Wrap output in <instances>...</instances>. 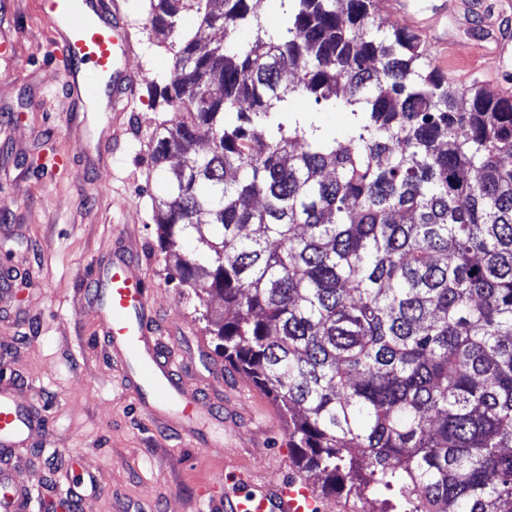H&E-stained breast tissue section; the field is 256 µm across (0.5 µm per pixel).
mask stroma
Segmentation results:
<instances>
[{"instance_id": "obj_1", "label": "stroma", "mask_w": 512, "mask_h": 512, "mask_svg": "<svg viewBox=\"0 0 512 512\" xmlns=\"http://www.w3.org/2000/svg\"><path fill=\"white\" fill-rule=\"evenodd\" d=\"M376 0L385 25L415 31L424 55L453 85L512 90V0ZM144 78L171 77L174 61L145 29L147 0H120ZM39 0H0V265L26 270L0 310V371L30 383L45 431L33 433L16 482L57 491L94 480L81 512H212L233 495L238 471L255 482L298 475L288 423L253 378L215 351L199 300L173 279L157 235L165 192L152 133L167 114L139 87L128 112H86L62 94L68 64L48 59ZM139 251L163 348L188 388L212 395L222 419L201 423V442L150 424L105 350L87 297L115 244ZM222 380H214L215 369Z\"/></svg>"}]
</instances>
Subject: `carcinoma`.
Wrapping results in <instances>:
<instances>
[{
    "label": "carcinoma",
    "instance_id": "carcinoma-1",
    "mask_svg": "<svg viewBox=\"0 0 512 512\" xmlns=\"http://www.w3.org/2000/svg\"><path fill=\"white\" fill-rule=\"evenodd\" d=\"M175 73L158 240L304 471L377 512H512V95L453 88L373 0H149ZM224 37L204 50L180 13ZM244 28V43L229 40ZM296 97L314 107L296 112ZM351 116L341 138L315 114ZM199 233L202 249L179 254Z\"/></svg>",
    "mask_w": 512,
    "mask_h": 512
}]
</instances>
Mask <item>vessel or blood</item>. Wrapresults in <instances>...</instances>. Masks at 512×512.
<instances>
[{"mask_svg":"<svg viewBox=\"0 0 512 512\" xmlns=\"http://www.w3.org/2000/svg\"><path fill=\"white\" fill-rule=\"evenodd\" d=\"M51 39V53L65 58L72 73L90 64L105 79L104 88L71 81L76 98L106 95L111 106L130 104L140 82L126 61L132 41L117 0H40ZM92 300L101 318L106 346L126 372L129 385L147 418L165 422L192 436L202 420L214 418L195 391L187 388L178 364L161 346L151 324L149 297L136 253L114 248ZM22 381L0 374V460L26 447L33 431L44 429L45 415L36 402L23 400ZM39 498L32 487L18 486L0 470V512H32ZM224 512H320L316 489L303 479L249 485L225 497Z\"/></svg>","mask_w":512,"mask_h":512,"instance_id":"b4317fda","label":"vessel or blood"}]
</instances>
